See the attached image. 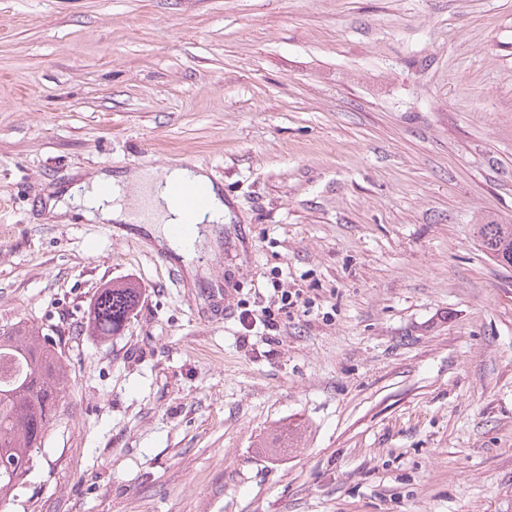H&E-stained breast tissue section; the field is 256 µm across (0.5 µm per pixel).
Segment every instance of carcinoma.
<instances>
[{
    "mask_svg": "<svg viewBox=\"0 0 512 512\" xmlns=\"http://www.w3.org/2000/svg\"><path fill=\"white\" fill-rule=\"evenodd\" d=\"M483 250L512 265V224L479 225ZM139 288L114 284L97 296L87 330L106 340L123 331L137 306ZM62 356L36 329L15 324L0 333V503L14 499L33 466V455L56 418L62 400Z\"/></svg>",
    "mask_w": 512,
    "mask_h": 512,
    "instance_id": "cac0c4a2",
    "label": "carcinoma"
}]
</instances>
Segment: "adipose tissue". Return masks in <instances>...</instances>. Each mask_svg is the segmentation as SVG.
Here are the masks:
<instances>
[{"mask_svg": "<svg viewBox=\"0 0 512 512\" xmlns=\"http://www.w3.org/2000/svg\"><path fill=\"white\" fill-rule=\"evenodd\" d=\"M185 181L207 186L208 205L204 212L188 213L172 196V186ZM105 186L111 187V194H102ZM46 211L52 216L71 211L101 224H159L169 236V246L177 250L181 244L171 235L175 225L198 224L205 220L220 223L227 208L221 191L212 185L206 174L186 167H172L161 174L143 170L130 180L122 175L100 172L93 178L75 181L64 189L61 198H50Z\"/></svg>", "mask_w": 512, "mask_h": 512, "instance_id": "ef3b65f1", "label": "adipose tissue"}]
</instances>
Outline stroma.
Wrapping results in <instances>:
<instances>
[{"instance_id": "stroma-1", "label": "stroma", "mask_w": 512, "mask_h": 512, "mask_svg": "<svg viewBox=\"0 0 512 512\" xmlns=\"http://www.w3.org/2000/svg\"><path fill=\"white\" fill-rule=\"evenodd\" d=\"M188 163L223 223L48 217ZM512 0H0V330L60 415L5 512H512ZM135 283L120 335L85 329ZM231 296H223V286ZM301 291L276 330L240 313ZM478 234L483 250L497 261L512 265V224L492 220L479 224ZM139 288L132 283L112 284L97 296L87 318V330L106 340L123 331L137 306Z\"/></svg>"}]
</instances>
